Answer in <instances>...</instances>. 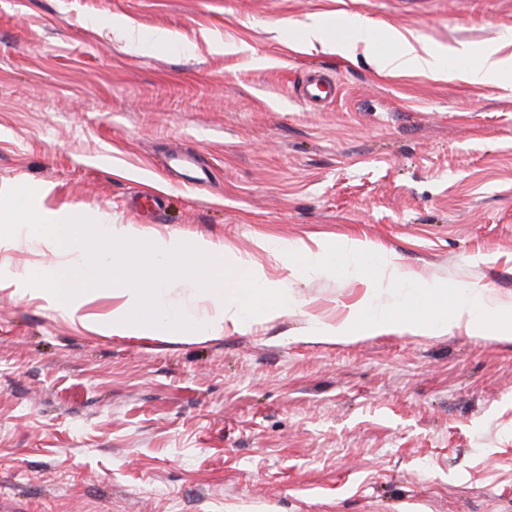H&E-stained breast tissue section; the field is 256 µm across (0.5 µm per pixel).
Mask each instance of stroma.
<instances>
[{
	"instance_id": "1",
	"label": "stroma",
	"mask_w": 512,
	"mask_h": 512,
	"mask_svg": "<svg viewBox=\"0 0 512 512\" xmlns=\"http://www.w3.org/2000/svg\"><path fill=\"white\" fill-rule=\"evenodd\" d=\"M340 17L442 66L306 40ZM502 41L512 0H0V190L206 238L295 299L203 337L108 336L110 289L60 315L17 280L56 256L0 247V512H512V341L310 340L392 295L257 246L353 237L512 305V78L468 76ZM311 69L333 103L300 99ZM389 40L399 45V51L396 54L382 56V63L389 71H434L440 67L437 51L418 44L414 38L409 39L394 30L389 33Z\"/></svg>"
}]
</instances>
